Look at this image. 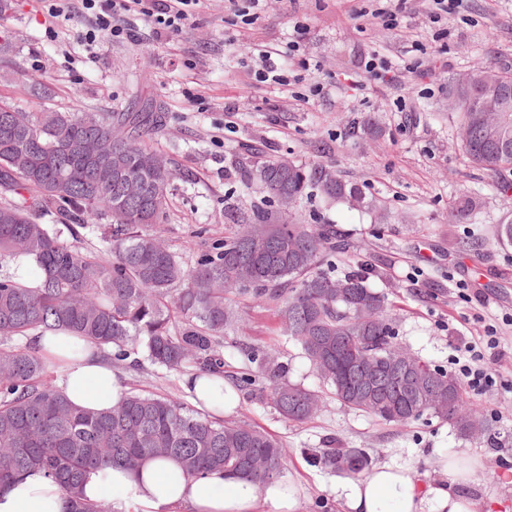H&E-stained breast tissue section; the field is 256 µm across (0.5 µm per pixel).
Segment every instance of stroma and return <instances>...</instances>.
<instances>
[{
	"label": "stroma",
	"mask_w": 512,
	"mask_h": 512,
	"mask_svg": "<svg viewBox=\"0 0 512 512\" xmlns=\"http://www.w3.org/2000/svg\"><path fill=\"white\" fill-rule=\"evenodd\" d=\"M367 0H266L259 20L242 24L229 0H201L181 30L155 36L143 22L133 34L83 40L92 14L74 9L52 17L43 0H10L0 14V97L29 98L47 85L49 107L65 111L163 113L151 149L180 171L168 217L153 228L193 264L204 227L221 238L236 230L261 203L244 173L257 159L333 166L362 186L374 208L361 212L303 200L299 217L333 224L354 244L330 257L327 272L364 274L392 306L398 342L421 360L457 374L453 360L481 343L488 327L499 340L486 360L497 383L468 390L473 408L491 430L472 441L447 423L422 416L399 427L373 420L324 395L317 417L305 424L281 419L272 408L240 398L229 418L261 427L284 445V478L302 482L300 512H346L332 491L337 476L310 467L306 450L328 437L363 449L373 464L413 463L423 485L448 482L443 455L479 463L466 491L477 512H512V246L500 244L499 225L512 221V192L469 162L448 112V82L478 65L512 74V0H458L432 24L429 0H409L405 31L366 15ZM277 52L296 66L319 62L288 86L259 84V50ZM408 65V79L355 84L358 65L371 51ZM370 119L381 133L349 137L352 122ZM470 200L461 223L449 212ZM272 344L291 364L290 378L320 382L299 346L282 336L274 309L249 303L237 332L224 339L227 364L238 367L236 346Z\"/></svg>",
	"instance_id": "35a3bbf8"
}]
</instances>
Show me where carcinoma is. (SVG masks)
Returning a JSON list of instances; mask_svg holds the SVG:
<instances>
[{"label": "carcinoma", "mask_w": 512, "mask_h": 512, "mask_svg": "<svg viewBox=\"0 0 512 512\" xmlns=\"http://www.w3.org/2000/svg\"><path fill=\"white\" fill-rule=\"evenodd\" d=\"M461 74L469 92L448 87V111L463 131L462 148L500 187L512 181V129L499 136L476 111L480 77ZM0 102V264L35 257L40 277L26 284L0 274V490L38 469L58 483L64 512H118L110 499L89 500L84 484L108 468L136 472L150 459L177 460L189 478L224 472L261 486L286 468L284 448L264 429L227 421L166 394L124 390L107 411L74 406L54 382L35 339L68 333L95 344L112 366L138 375L147 367L178 374L222 375L247 398L268 403L284 420L304 423L320 411L319 392L288 380L289 364L271 345L241 343L244 367L225 370L224 334L241 322L240 306L262 299L275 308L283 335L298 342L326 390L342 405L386 424L405 426L429 414L472 440L482 420L467 419L462 383L420 362L399 373L397 343L385 297L365 276L324 270L327 256L351 241L334 224L296 216L308 196L368 210L359 186L328 165L258 161L246 171L270 205L253 206L245 226L207 244L190 268L150 232L166 218L176 169L153 167L146 140L163 117L140 112H17ZM107 144L101 160L79 152L85 137ZM136 180L147 195L123 202L112 182ZM107 219L101 245H77L82 231ZM252 271L244 287L240 274ZM352 298L336 296V286ZM378 366V381L358 383L354 359ZM308 462L348 476L369 466L360 448L331 437Z\"/></svg>", "instance_id": "obj_1"}]
</instances>
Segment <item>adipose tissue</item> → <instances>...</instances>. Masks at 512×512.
Here are the masks:
<instances>
[{
	"instance_id": "adipose-tissue-1",
	"label": "adipose tissue",
	"mask_w": 512,
	"mask_h": 512,
	"mask_svg": "<svg viewBox=\"0 0 512 512\" xmlns=\"http://www.w3.org/2000/svg\"><path fill=\"white\" fill-rule=\"evenodd\" d=\"M38 344L60 364L58 386L73 405L103 410L116 402L121 381L93 344L78 347L73 337L63 335L41 337ZM192 388L198 409L220 416L237 405L236 393L226 390L223 378H200ZM438 465L451 475L452 486L426 487L420 483L417 466L383 463L336 483L334 492L348 512H477L474 501L461 490L470 479L469 467L448 456ZM109 492L140 512H298L304 486L283 479L257 486L222 474L191 479L176 461L162 460L147 462L135 474L107 469L92 475L84 488L91 500ZM63 510L59 485L38 470L0 491V512Z\"/></svg>"
}]
</instances>
